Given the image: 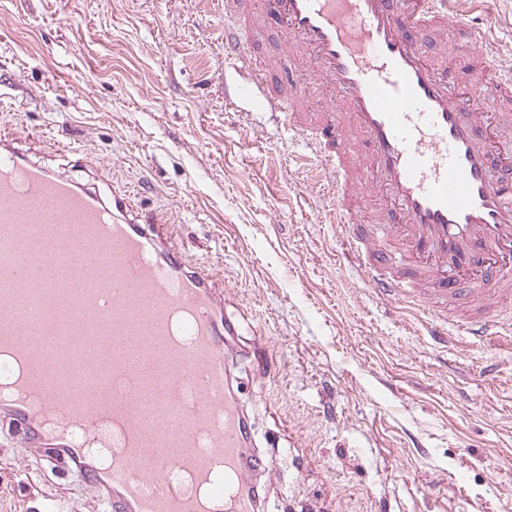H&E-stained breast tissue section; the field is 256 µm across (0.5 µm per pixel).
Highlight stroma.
Returning a JSON list of instances; mask_svg holds the SVG:
<instances>
[{
	"label": "stroma",
	"mask_w": 512,
	"mask_h": 512,
	"mask_svg": "<svg viewBox=\"0 0 512 512\" xmlns=\"http://www.w3.org/2000/svg\"><path fill=\"white\" fill-rule=\"evenodd\" d=\"M512 69V0H459ZM222 0H0V137L75 181L131 195L224 288L237 348L265 330V383L230 362L279 512H512V347L426 335L340 258L308 150L243 97ZM277 35L248 38L287 85ZM0 436V512H104L66 468Z\"/></svg>",
	"instance_id": "stroma-1"
}]
</instances>
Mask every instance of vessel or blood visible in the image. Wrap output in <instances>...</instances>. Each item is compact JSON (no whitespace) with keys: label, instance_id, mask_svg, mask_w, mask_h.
I'll return each mask as SVG.
<instances>
[{"label":"vessel or blood","instance_id":"obj_1","mask_svg":"<svg viewBox=\"0 0 512 512\" xmlns=\"http://www.w3.org/2000/svg\"><path fill=\"white\" fill-rule=\"evenodd\" d=\"M458 0H224L241 28L274 23L294 83L270 86L239 30L225 32L264 111L290 112L323 174L345 260L372 292L437 312L432 335L512 334V126L476 107L512 96V71L469 30L471 63L448 73L425 48L457 26ZM325 101L305 111L309 87ZM499 178H491L493 167ZM0 423L52 465L111 435L122 452L77 474L107 512H274L248 496L273 455L251 451L230 388L224 294L161 217L102 198L0 141ZM36 253L21 251L33 225ZM48 312L43 340L15 312L17 286Z\"/></svg>","mask_w":512,"mask_h":512}]
</instances>
